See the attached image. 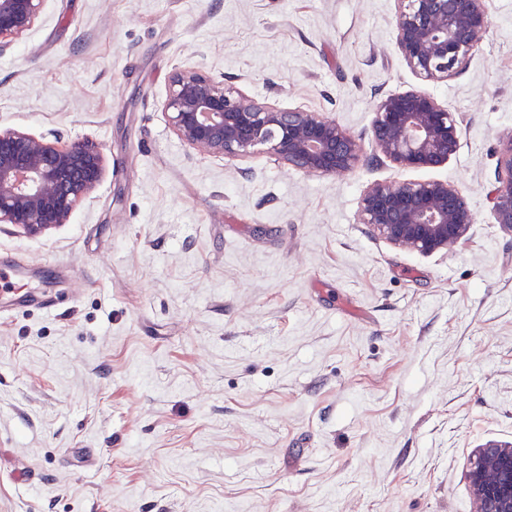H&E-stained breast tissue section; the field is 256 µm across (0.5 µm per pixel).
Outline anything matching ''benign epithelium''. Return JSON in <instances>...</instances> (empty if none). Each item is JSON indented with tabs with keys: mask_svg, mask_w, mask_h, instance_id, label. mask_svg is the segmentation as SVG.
Listing matches in <instances>:
<instances>
[{
	"mask_svg": "<svg viewBox=\"0 0 512 512\" xmlns=\"http://www.w3.org/2000/svg\"><path fill=\"white\" fill-rule=\"evenodd\" d=\"M45 0H0V53L28 31ZM395 45L421 80L457 73L488 32L485 0H398ZM171 129L185 146L234 159L257 149L275 162L314 175L351 172L364 160L361 139L318 112L278 109L198 71H175L165 100ZM371 138L404 168L438 166L456 153V118L429 93L381 98ZM505 177L493 198L496 223L512 232V134L500 148ZM104 148L88 140L60 147L49 137L0 131V224L37 236L67 224L101 181ZM360 223L392 245L430 255L464 240L474 224L466 196L443 180L376 183L359 205ZM473 512H512V441L478 448L467 474Z\"/></svg>",
	"mask_w": 512,
	"mask_h": 512,
	"instance_id": "1",
	"label": "benign epithelium"
}]
</instances>
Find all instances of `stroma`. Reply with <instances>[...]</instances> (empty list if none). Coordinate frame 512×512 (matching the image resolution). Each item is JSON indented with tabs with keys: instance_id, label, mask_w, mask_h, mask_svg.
<instances>
[{
	"instance_id": "obj_1",
	"label": "stroma",
	"mask_w": 512,
	"mask_h": 512,
	"mask_svg": "<svg viewBox=\"0 0 512 512\" xmlns=\"http://www.w3.org/2000/svg\"><path fill=\"white\" fill-rule=\"evenodd\" d=\"M460 72L400 60L397 0H46L0 54V130L101 144L70 223L0 225V512H472L470 457L512 441V0ZM370 144L380 97L429 92L447 162L323 177L200 154L163 105L175 68ZM466 195L421 255L359 221L375 183ZM500 154L505 177L495 189L493 213L496 224L512 233V133L502 140Z\"/></svg>"
}]
</instances>
